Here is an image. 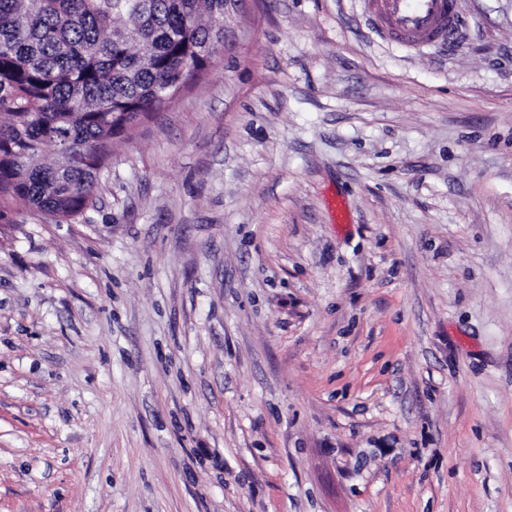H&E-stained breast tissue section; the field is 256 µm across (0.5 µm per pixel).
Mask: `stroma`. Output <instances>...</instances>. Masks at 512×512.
Returning a JSON list of instances; mask_svg holds the SVG:
<instances>
[{
	"label": "stroma",
	"mask_w": 512,
	"mask_h": 512,
	"mask_svg": "<svg viewBox=\"0 0 512 512\" xmlns=\"http://www.w3.org/2000/svg\"><path fill=\"white\" fill-rule=\"evenodd\" d=\"M457 9L237 0L82 217L0 227V512H512V0ZM382 38L422 51L448 42L458 25L455 0H362Z\"/></svg>",
	"instance_id": "obj_1"
}]
</instances>
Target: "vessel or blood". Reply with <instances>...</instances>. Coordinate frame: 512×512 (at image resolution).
Masks as SVG:
<instances>
[{
    "instance_id": "obj_1",
    "label": "vessel or blood",
    "mask_w": 512,
    "mask_h": 512,
    "mask_svg": "<svg viewBox=\"0 0 512 512\" xmlns=\"http://www.w3.org/2000/svg\"><path fill=\"white\" fill-rule=\"evenodd\" d=\"M382 38L421 51L448 42L458 25L455 0H363Z\"/></svg>"
}]
</instances>
